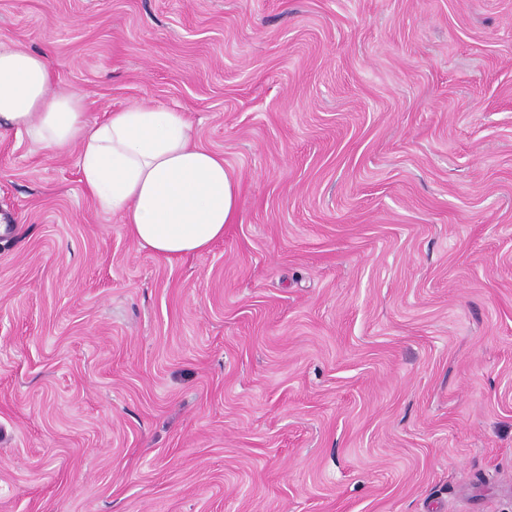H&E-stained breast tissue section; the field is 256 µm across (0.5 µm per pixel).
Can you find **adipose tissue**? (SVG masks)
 <instances>
[{"mask_svg": "<svg viewBox=\"0 0 512 512\" xmlns=\"http://www.w3.org/2000/svg\"><path fill=\"white\" fill-rule=\"evenodd\" d=\"M45 55L0 39V133L79 149L82 180L131 237L163 258L207 250L236 223L239 182L222 156L198 145L181 113L127 107L89 122L81 99L54 93Z\"/></svg>", "mask_w": 512, "mask_h": 512, "instance_id": "adipose-tissue-1", "label": "adipose tissue"}]
</instances>
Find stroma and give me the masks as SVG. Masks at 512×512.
I'll return each instance as SVG.
<instances>
[{
	"instance_id": "35a3bbf8",
	"label": "stroma",
	"mask_w": 512,
	"mask_h": 512,
	"mask_svg": "<svg viewBox=\"0 0 512 512\" xmlns=\"http://www.w3.org/2000/svg\"><path fill=\"white\" fill-rule=\"evenodd\" d=\"M0 37L241 186L168 260L0 136V512H512V0H0Z\"/></svg>"
}]
</instances>
